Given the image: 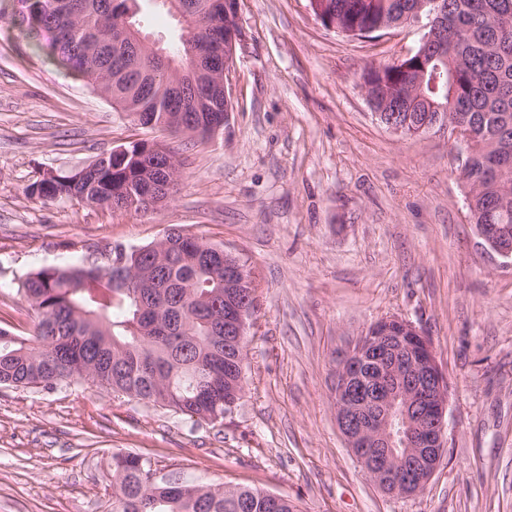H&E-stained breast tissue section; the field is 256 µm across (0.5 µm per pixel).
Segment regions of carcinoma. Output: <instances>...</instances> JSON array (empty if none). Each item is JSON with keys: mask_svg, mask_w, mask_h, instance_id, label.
Masks as SVG:
<instances>
[{"mask_svg": "<svg viewBox=\"0 0 512 512\" xmlns=\"http://www.w3.org/2000/svg\"><path fill=\"white\" fill-rule=\"evenodd\" d=\"M72 14L58 16L53 0H14L19 27L52 37V59L112 104L140 102L137 74L159 80L190 79V52L224 40V6L192 0L191 20L179 43L160 58L121 38L130 24L142 32L138 0H72ZM412 0H317L322 24L339 33L389 28L411 10ZM446 46L414 61L424 73L420 94L405 89L408 75L385 64V88L398 111L423 125L453 113L471 131L467 168L469 210L475 224L491 215L512 225V0H448L440 23ZM174 111L165 99L139 113V123L167 130ZM136 141L123 158H110L79 179L61 173L29 186L42 202L77 200L112 210L130 209L153 183L156 201L175 192V151ZM210 243L171 228L159 241L109 250L103 268L47 267L32 274L23 293L34 310L32 334L0 328V384L53 390L74 380L117 395L147 400L189 417L211 421L240 398L230 386L243 353L224 340V265L208 258ZM150 459L112 453V512H296L287 498L182 480L152 482Z\"/></svg>", "mask_w": 512, "mask_h": 512, "instance_id": "1", "label": "carcinoma"}]
</instances>
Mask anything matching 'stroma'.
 <instances>
[{
    "label": "stroma",
    "mask_w": 512,
    "mask_h": 512,
    "mask_svg": "<svg viewBox=\"0 0 512 512\" xmlns=\"http://www.w3.org/2000/svg\"><path fill=\"white\" fill-rule=\"evenodd\" d=\"M233 109L202 141L140 126L0 13V326L28 335L20 291L45 267L105 265L178 227L251 269L243 391L218 421L66 381L0 386V512H112L113 451L211 485L281 495L298 512H512V258L478 236L450 130L409 137L375 118L371 65L415 51L413 25L374 40L325 28L309 0H239ZM137 140L177 151L178 184L145 212L27 188ZM398 317L448 377V445L427 488L381 491L336 424V357Z\"/></svg>",
    "instance_id": "obj_1"
}]
</instances>
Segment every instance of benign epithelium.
Instances as JSON below:
<instances>
[{
  "mask_svg": "<svg viewBox=\"0 0 512 512\" xmlns=\"http://www.w3.org/2000/svg\"><path fill=\"white\" fill-rule=\"evenodd\" d=\"M441 6V0H418L409 13V21L427 29L422 48L435 41V31L427 19ZM238 36L237 17L228 13L224 20V72L209 71L204 60L197 70V76L209 82L206 95H198L194 84L171 86L181 108L217 113L211 123L215 130L222 126L220 113L231 112L226 72L233 64ZM381 75L380 67L366 70L365 96L386 129L408 136L409 122L377 107L371 90L378 85L374 78ZM439 127L452 128L460 142L473 147L471 133L452 117H446ZM478 234L497 254L512 258V235L507 225L482 224ZM216 258L224 260V332L241 338L245 336L247 309L240 303V292L246 287L247 269L227 251ZM334 399L336 420L348 447L379 488L412 497L428 485L447 444L449 381L432 339L421 328L397 317L374 322L340 358ZM398 446L406 449L404 457L414 462V472L405 474L392 466L397 461L393 449Z\"/></svg>",
  "mask_w": 512,
  "mask_h": 512,
  "instance_id": "7a95c632",
  "label": "benign epithelium"
}]
</instances>
